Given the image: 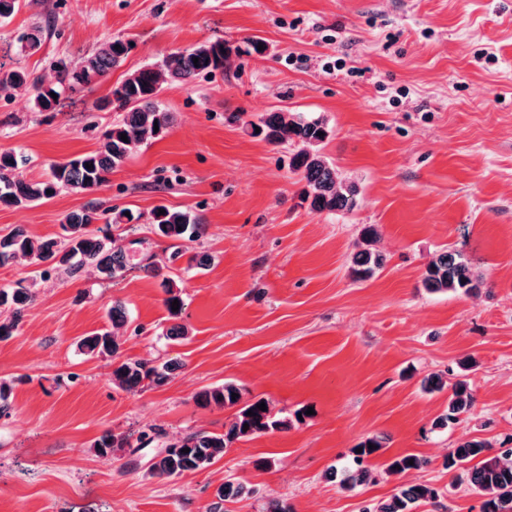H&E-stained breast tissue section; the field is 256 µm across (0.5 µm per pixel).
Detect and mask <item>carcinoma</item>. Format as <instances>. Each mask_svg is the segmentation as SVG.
<instances>
[{
    "instance_id": "1",
    "label": "carcinoma",
    "mask_w": 512,
    "mask_h": 512,
    "mask_svg": "<svg viewBox=\"0 0 512 512\" xmlns=\"http://www.w3.org/2000/svg\"><path fill=\"white\" fill-rule=\"evenodd\" d=\"M44 27L37 24L18 38L17 54H31L39 49ZM131 49V41L120 37L106 40L91 53L83 56L79 64L70 66L63 58L56 59L50 67L54 80L44 86L41 77L22 68L10 69L0 74V85L14 91H33V105L38 112H59L67 100L66 94L77 93L90 87L98 78L119 66ZM232 52L224 40L216 39L189 49L172 51L153 64L139 68L122 80L112 91L108 103L122 111L121 118L103 133L97 150L77 156L66 162L51 164V176L46 180L28 179L22 166L27 158L14 149L0 150V203L9 207H27L55 197L61 190L75 193L97 191L106 182V175L124 163L134 153L165 133L172 123L171 113L158 101L163 85L187 82L201 74L214 75L224 72V65ZM257 136L275 146H294L296 153L291 168L301 176L306 188L303 200L316 212L329 214L350 213L358 206L359 190L355 183L343 178L339 171L321 152V145L329 136L325 120L303 112L277 109L263 115L251 124ZM127 135L124 142L121 135ZM165 213L154 210L152 224L157 235L171 240L194 241L205 232L201 216L186 210L163 207ZM137 217L125 215L121 210L111 217L94 204L70 212L61 225L62 233L50 237H34L23 226L15 227L9 234L0 236V267L23 265L35 267V277L21 279L12 285L0 287V340L15 335L23 312L36 298V277L45 278L50 272L65 274L78 279L91 269L98 278L112 281L127 267L126 256L112 246L108 231L103 236L92 235L90 227L99 222L129 224ZM379 230L367 224L361 231L358 250L350 260L351 274L356 280L374 275L385 262V255L378 248ZM424 288L431 292L463 291L470 293L483 285L482 278L459 251H441L426 266L422 277ZM164 305L172 316V302L184 308V300L176 284L164 283ZM111 327L93 332L77 341L78 350L91 358L112 360V385L123 391H134L144 383L161 384L167 380L171 368L161 369L140 359L126 358L121 352L119 330L128 321L123 302H112L109 312ZM425 391H448V413L439 418L436 426H446L459 421V416L473 406V395L468 382L453 383L439 373L423 380ZM204 406L236 408L224 432L191 431L164 448L150 459L148 474L152 477L175 479L187 472H196L210 466L224 456L226 448L242 438L288 427V419L273 412L272 407L262 411L257 405L265 399L242 401V391L232 382L207 387L198 394ZM253 415H247V412ZM132 435L107 433L95 443L104 453L112 448L131 446ZM374 448H369V445ZM189 452L184 453L182 449ZM362 451L354 453L350 470L369 475L363 467L367 457L376 454L381 441L372 437L360 444ZM493 445L484 439L459 442L446 458L449 470L457 469L455 480L484 497L482 512H512V448L498 453L491 452ZM476 461L469 467L467 463ZM426 466V460L413 454L396 456L386 465L385 473L406 475ZM438 490L428 484L411 483L398 488L389 499L363 512H414L421 503H434Z\"/></svg>"
}]
</instances>
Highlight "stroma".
Here are the masks:
<instances>
[{"label":"stroma","instance_id":"35a3bbf8","mask_svg":"<svg viewBox=\"0 0 512 512\" xmlns=\"http://www.w3.org/2000/svg\"><path fill=\"white\" fill-rule=\"evenodd\" d=\"M46 20L40 49L20 60L37 76L110 37L133 47L73 108L37 112L30 96L0 91V149H22L36 180L98 146L120 117L100 102L129 72L216 38L234 53L224 73L164 87L171 128L96 192L0 206V235L18 225L54 235L92 201L140 217L112 227L130 265L123 278L38 281L17 336L0 341V379L15 383L0 419V512H267L275 499L294 512H360L395 493L402 480L384 468L405 454L427 461L411 480L440 492L417 512H481L444 461L464 439L512 442V0H21L0 22V48ZM253 39L264 53L247 52ZM279 108L326 120L323 152L358 185L354 212L312 211L291 148L249 134L247 122ZM159 205L205 221L174 262L150 224ZM366 224L386 261L356 282L349 261ZM444 248L483 276L477 292L423 288ZM196 253L210 262L188 269ZM166 277L185 301L179 338L165 336L176 322ZM116 299L129 311L124 355L170 363L165 384L116 389L108 362L77 352L78 338L108 326ZM433 372L466 375L474 396L444 430L434 423L447 393L420 388ZM226 381L291 415L289 428L235 441L174 480L148 476L151 450L96 452L108 431L161 427L170 442L223 432L232 409L196 395ZM303 407L311 415L294 419ZM375 436L383 448L369 477L342 489L332 468ZM227 480L251 495L219 501Z\"/></svg>","mask_w":512,"mask_h":512}]
</instances>
